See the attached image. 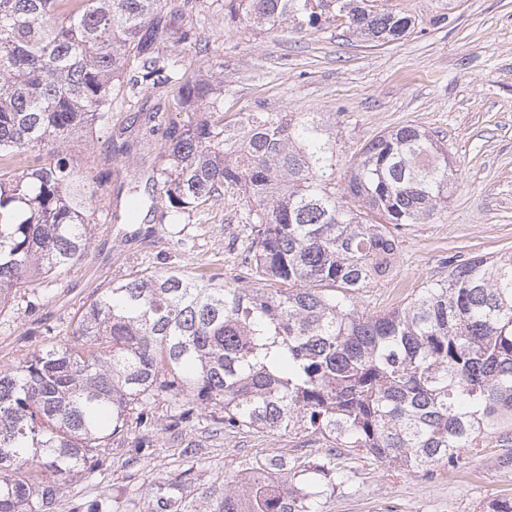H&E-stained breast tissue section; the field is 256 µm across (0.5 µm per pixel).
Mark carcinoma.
<instances>
[{"instance_id": "carcinoma-1", "label": "carcinoma", "mask_w": 512, "mask_h": 512, "mask_svg": "<svg viewBox=\"0 0 512 512\" xmlns=\"http://www.w3.org/2000/svg\"><path fill=\"white\" fill-rule=\"evenodd\" d=\"M166 0H0V159L66 146L109 120L117 83H170L193 118L172 124L161 218L180 223L230 190L251 225L238 276L140 271L76 314L70 340L0 372V512H55L56 497L129 423L154 429L167 399L224 408V429H311L332 447L408 470L454 466L512 443V253L448 260L407 305L359 312L394 234L448 207L453 171L435 135L405 125L349 160L336 192V126L321 112H224V78H185L161 23ZM255 30L339 21L388 43L415 27L376 0H224ZM94 189L61 157L0 170V305L69 269L90 245ZM272 457L224 485L214 512H317L345 482L334 462Z\"/></svg>"}]
</instances>
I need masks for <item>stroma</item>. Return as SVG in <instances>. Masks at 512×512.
Here are the masks:
<instances>
[{
  "label": "stroma",
  "mask_w": 512,
  "mask_h": 512,
  "mask_svg": "<svg viewBox=\"0 0 512 512\" xmlns=\"http://www.w3.org/2000/svg\"><path fill=\"white\" fill-rule=\"evenodd\" d=\"M416 23L405 37L381 44L343 28L307 34L253 31L224 15V0H168L167 25L186 33L177 49L187 77H224L228 113L323 112L336 121L337 148L351 156L367 141L412 125L438 135L454 170L448 208L431 223L397 234L388 274L355 294L360 312L403 306L426 283L447 277L457 255L512 252V0H387ZM169 86L116 91L109 122L89 141L69 144L74 163L97 185L89 248L71 269L21 288L0 310V371L15 369L42 345L69 339L74 316L104 288L143 269L190 276L241 272L250 233L238 196L184 215L180 238L158 214L125 218L130 188L161 196L158 173L168 153L165 131L187 121ZM220 407H197L174 423L165 402L155 430L115 440L94 460L89 478L61 490L56 512H161L152 490L171 486L189 512H212L226 480L280 456L318 463L329 455L316 433L226 431ZM487 438L483 451L458 465L409 471L359 455L339 454L347 479L321 498L319 512H488L512 497V465Z\"/></svg>",
  "instance_id": "1"
}]
</instances>
